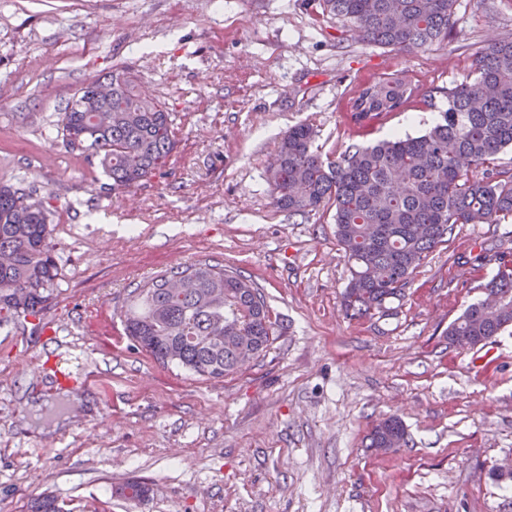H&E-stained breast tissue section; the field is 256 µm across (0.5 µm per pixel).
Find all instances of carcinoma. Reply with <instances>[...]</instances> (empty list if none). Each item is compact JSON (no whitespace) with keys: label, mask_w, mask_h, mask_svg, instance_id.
Returning <instances> with one entry per match:
<instances>
[{"label":"carcinoma","mask_w":512,"mask_h":512,"mask_svg":"<svg viewBox=\"0 0 512 512\" xmlns=\"http://www.w3.org/2000/svg\"><path fill=\"white\" fill-rule=\"evenodd\" d=\"M456 0H318L326 14L365 42L413 51L448 39ZM112 85V99L94 88ZM406 77L382 78L352 98L356 124L394 112L413 95ZM447 108L424 133L353 144L336 159L322 157L307 123L288 130L267 171L274 205L290 215L335 209L336 240L350 264L342 307L352 316L385 308L404 291L417 269L459 224L512 220V170L495 160L512 149V37L474 53L471 74L445 91ZM110 109L107 124L97 110ZM63 143L98 165L112 189L130 188L161 167L176 140L169 112L136 89V76L115 66L73 96L62 118ZM20 189L0 185V308L25 316L42 305L40 289L55 278L49 217L42 206L21 208ZM485 299L470 304L448 326V343L472 346L512 326V263L499 262L483 285ZM125 334L164 365L204 378L234 372L272 343L273 325L258 289L224 266L198 262L177 267L135 289L125 311ZM371 447L406 444L397 417L379 421ZM145 481L131 478L115 493L129 499Z\"/></svg>","instance_id":"1"}]
</instances>
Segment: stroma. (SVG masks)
Wrapping results in <instances>:
<instances>
[{
    "instance_id": "stroma-1",
    "label": "stroma",
    "mask_w": 512,
    "mask_h": 512,
    "mask_svg": "<svg viewBox=\"0 0 512 512\" xmlns=\"http://www.w3.org/2000/svg\"><path fill=\"white\" fill-rule=\"evenodd\" d=\"M447 41L369 45L316 0H0V183L49 213L56 276L33 317L0 312V512L54 495L65 512H512V329L475 348L449 325L497 262L512 223L460 224L389 310L348 318L349 265L331 212L272 204L266 169L288 128L323 154L433 126L475 47L512 34V0H456ZM127 66L170 112L176 147L153 177L113 189L66 149L83 83ZM416 86L358 127L349 102L393 72ZM223 264L270 311L260 358L217 379L164 366L124 330L131 291L172 268ZM89 406L52 435L27 429L31 395ZM398 416L406 447L367 437ZM139 478L149 497L115 487Z\"/></svg>"
}]
</instances>
